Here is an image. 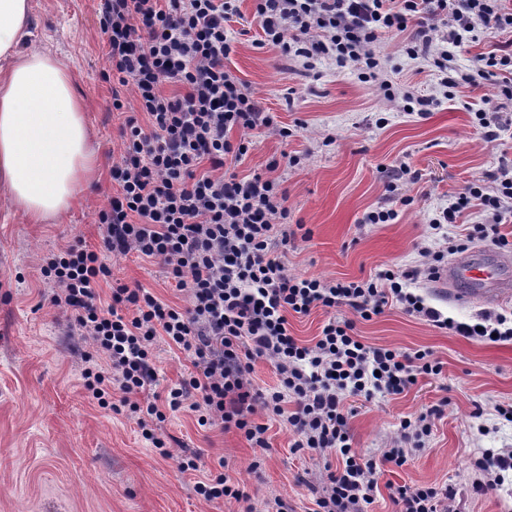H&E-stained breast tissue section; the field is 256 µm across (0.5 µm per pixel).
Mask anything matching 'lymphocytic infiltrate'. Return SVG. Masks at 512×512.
I'll return each mask as SVG.
<instances>
[{
	"label": "lymphocytic infiltrate",
	"mask_w": 512,
	"mask_h": 512,
	"mask_svg": "<svg viewBox=\"0 0 512 512\" xmlns=\"http://www.w3.org/2000/svg\"><path fill=\"white\" fill-rule=\"evenodd\" d=\"M238 2L102 0L99 23L110 68L146 119L128 118L119 130L122 150L111 169L118 189L98 212L102 251L75 239L45 258L40 273L71 333L93 345L82 373L90 397L100 407L134 414L160 456L171 455L162 431L167 412H193L199 426L236 429L251 447L264 448L267 427L254 420L262 411L286 420L295 448L340 459L316 500L318 512H365L382 466H404L409 449L424 447L432 427L425 414L404 418L390 448L368 457L352 446L346 399L401 394L419 377L440 375L442 365L426 352L408 355L362 342L355 321L371 320L395 302L459 336L511 340L506 315L484 316L478 329L443 316L410 285L434 280L446 252L473 240L512 243L497 232L512 218V169L503 165L473 179L431 218L439 230L473 204L485 212L484 223L447 239L445 251L423 250L418 266H388L349 281L289 273V244L309 240L311 232L293 223L288 191L273 172L295 167L299 157L270 160L265 171L244 177L233 170L255 150L254 134L294 135L226 65ZM253 19L261 45L278 47L289 61L308 70L334 61L400 110L429 112L434 98L386 76L379 44L400 37V53L437 72L445 98H455L460 84L490 82L491 94L474 113L485 138L499 139L512 127L499 107L512 100V42L476 56L471 73L458 74L455 66L457 48L512 30V10L503 0H255ZM166 81L181 94H163ZM132 251L158 261L186 293L188 307L119 282L110 303L99 306V288L112 275L105 254ZM343 307L348 315H340ZM317 308L328 318L308 345L290 334L288 316ZM159 338L186 353L194 367L162 395L150 391L158 381L153 344ZM258 358L274 367L276 386L254 388L250 375ZM391 497L399 512H448L452 493L403 484L392 486Z\"/></svg>",
	"instance_id": "1"
}]
</instances>
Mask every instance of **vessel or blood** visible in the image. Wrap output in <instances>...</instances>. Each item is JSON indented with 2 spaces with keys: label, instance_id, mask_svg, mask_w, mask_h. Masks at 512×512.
Listing matches in <instances>:
<instances>
[{
  "label": "vessel or blood",
  "instance_id": "b4317fda",
  "mask_svg": "<svg viewBox=\"0 0 512 512\" xmlns=\"http://www.w3.org/2000/svg\"><path fill=\"white\" fill-rule=\"evenodd\" d=\"M435 282L457 303L512 300V254L492 248L471 249L439 270Z\"/></svg>",
  "mask_w": 512,
  "mask_h": 512
}]
</instances>
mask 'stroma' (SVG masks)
<instances>
[{
	"label": "stroma",
	"instance_id": "obj_1",
	"mask_svg": "<svg viewBox=\"0 0 512 512\" xmlns=\"http://www.w3.org/2000/svg\"><path fill=\"white\" fill-rule=\"evenodd\" d=\"M99 9L100 0H33L27 44L50 50L74 73L100 176L79 192L69 211L42 224L28 223L0 196V512H237V503H209L193 491L200 471L220 459L256 507L280 498L291 512H313L337 458L295 449V436L280 419L257 415L268 426L269 446L262 449L250 447L237 430L199 426L187 411L168 414L164 431L173 455L159 456L134 418L88 397L82 378L88 344L70 334L59 310L40 302V267L49 253L77 235L91 249L100 248L97 213L113 194L118 129L137 113L132 101L125 111L111 109L119 84L106 75ZM253 11L254 0H241L235 24L240 34L227 66L296 134L286 140L259 134L256 149L237 171H263L284 152L300 156L299 166L280 174L293 218L311 231L308 241L289 248L290 272L359 280L387 266L417 265L422 249L442 244L429 218L472 179L512 164V134L490 141L475 123L473 111L489 86L464 84L454 100H446L435 76L415 73L397 39L385 38L379 51L391 79L419 85L440 101L427 115H409L351 71L337 72L328 61L307 70L277 48L258 47ZM403 162L420 175L399 186L410 205L400 207L395 223H363L366 212L389 206L387 172ZM106 262L113 279L186 305V295L159 264L133 253L111 255ZM356 332L364 343L409 354L426 351L442 364L440 375L419 378L402 394L348 399L353 446L368 456L385 448L403 418L443 408L425 448L410 453L403 467H383L367 512H397L393 484L448 488L452 512H512V471L503 482L480 489L473 468L476 449L512 450V423L495 414L497 405L512 404V340L454 335L396 305L357 321ZM154 352L157 393L193 370L189 358L164 341L156 342ZM192 456L199 472H180L179 459Z\"/></svg>",
	"mask_w": 512,
	"mask_h": 512
}]
</instances>
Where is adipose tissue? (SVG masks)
I'll use <instances>...</instances> for the list:
<instances>
[{"label":"adipose tissue","instance_id":"1","mask_svg":"<svg viewBox=\"0 0 512 512\" xmlns=\"http://www.w3.org/2000/svg\"><path fill=\"white\" fill-rule=\"evenodd\" d=\"M31 0H0V192L38 224L65 212L95 160L70 68L23 47Z\"/></svg>","mask_w":512,"mask_h":512}]
</instances>
